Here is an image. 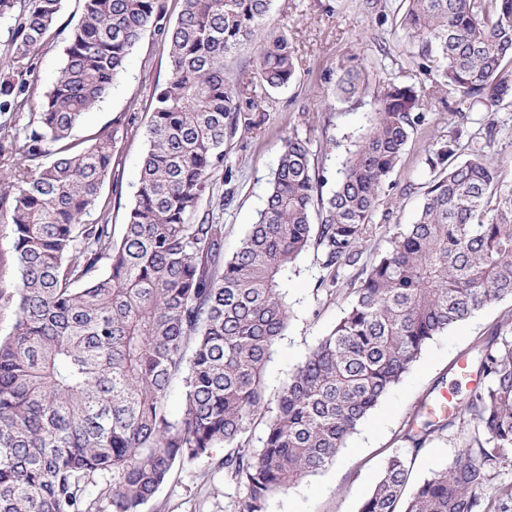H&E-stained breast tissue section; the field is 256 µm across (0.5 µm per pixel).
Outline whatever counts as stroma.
<instances>
[{"instance_id":"35a3bbf8","label":"stroma","mask_w":512,"mask_h":512,"mask_svg":"<svg viewBox=\"0 0 512 512\" xmlns=\"http://www.w3.org/2000/svg\"><path fill=\"white\" fill-rule=\"evenodd\" d=\"M399 8L400 0H381L375 9L368 8L365 0H273L269 24L287 26L296 51V75L279 90L256 88L255 109L243 113L236 136L224 143V167L214 173L212 182L215 191L226 186L233 191L232 200L218 214L224 226L225 254L236 250L263 209L281 143L288 134L307 140L324 180L323 194L334 189L348 150L374 117L371 96L350 97L339 89L349 56L363 62L371 83L393 76L408 85L430 86V79L404 50L405 38L396 22ZM82 16V0H63L52 34L37 58L42 87L55 81L64 62L67 34ZM170 77L167 42L146 33L129 55L122 76L72 132V140L80 142L111 125L117 116H125L131 124L112 157L119 182H107L101 188L100 199L109 206L115 236L124 232L137 189L155 86ZM447 100V106L427 114L422 133L407 144L386 182L373 223H414L423 201L419 185L424 180L429 137L458 127L472 132L482 123V113L469 110L455 94H448ZM228 173L233 176L229 183L224 180ZM324 274L314 253L302 255L296 263L286 297L292 317L266 368L268 395L283 387L309 350L330 333L349 302L347 286L354 270H346L330 290L319 285ZM511 319L512 297H507L435 337L347 440L336 462L275 494L268 512H358L387 458L407 448L404 435L409 424L445 419L439 407L444 395L456 400L475 388L472 367L478 348L498 325ZM465 439V433L455 427L432 434L410 462L412 480L446 469ZM245 495L218 469L215 459L203 457L177 467L143 512H239Z\"/></svg>"}]
</instances>
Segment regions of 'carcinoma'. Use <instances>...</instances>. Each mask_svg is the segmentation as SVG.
I'll return each instance as SVG.
<instances>
[{"instance_id": "carcinoma-1", "label": "carcinoma", "mask_w": 512, "mask_h": 512, "mask_svg": "<svg viewBox=\"0 0 512 512\" xmlns=\"http://www.w3.org/2000/svg\"><path fill=\"white\" fill-rule=\"evenodd\" d=\"M272 0H83L65 62L45 91L36 58L62 0H0L8 19L0 64V302L13 307L0 336V512H99L90 487L106 480L112 512H142L174 468L224 449L218 461L247 494L240 512L332 463L434 337L512 297V184L500 182L496 126H481L460 159L462 130L425 148L428 180L416 221L386 224L387 248L362 261L389 174L450 90L471 107L512 102V0H405V48L433 76L431 90L388 78L376 119L319 196L308 142L282 140L259 218L229 257L210 199L224 140L255 107L261 85L285 88L295 50L267 27ZM169 45L171 78L156 85L148 149L121 238L100 189L127 131L117 117L89 143L69 141L83 115L125 70L147 30ZM259 45L251 76L224 58ZM364 94V66L345 71ZM98 216L89 220L91 213ZM314 250L330 283L359 267L348 307L292 373L275 401L264 375L285 335L282 289ZM19 277L5 283L8 263ZM512 324L477 356L483 385L461 402L469 431L445 470L407 489V457L392 454L359 512H512V480L493 482L512 453ZM179 390L181 414L170 411ZM263 424L254 445L255 420Z\"/></svg>"}]
</instances>
